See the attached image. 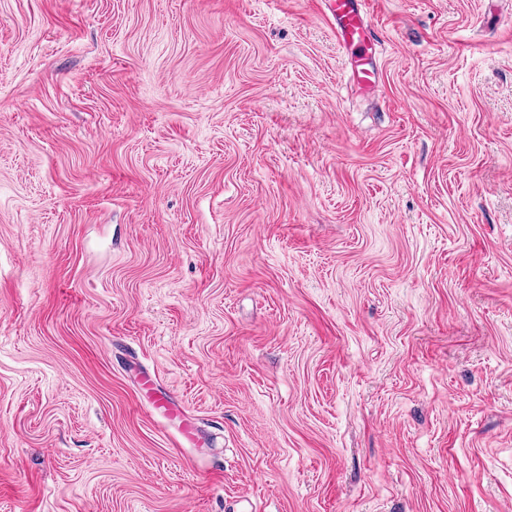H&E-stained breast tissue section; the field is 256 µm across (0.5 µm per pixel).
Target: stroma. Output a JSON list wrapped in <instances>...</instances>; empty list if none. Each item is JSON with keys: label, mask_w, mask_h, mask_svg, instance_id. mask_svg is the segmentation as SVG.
Segmentation results:
<instances>
[{"label": "stroma", "mask_w": 512, "mask_h": 512, "mask_svg": "<svg viewBox=\"0 0 512 512\" xmlns=\"http://www.w3.org/2000/svg\"><path fill=\"white\" fill-rule=\"evenodd\" d=\"M370 9L0 0V512H512V0ZM336 31L337 42L350 57L351 79L359 90H370L378 84L368 4L371 0H323Z\"/></svg>", "instance_id": "obj_1"}]
</instances>
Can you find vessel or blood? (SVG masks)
<instances>
[{"mask_svg":"<svg viewBox=\"0 0 512 512\" xmlns=\"http://www.w3.org/2000/svg\"><path fill=\"white\" fill-rule=\"evenodd\" d=\"M371 0H324L327 17L336 31L337 42L347 53L351 79L357 89L370 90L378 83L375 43L369 17Z\"/></svg>","mask_w":512,"mask_h":512,"instance_id":"obj_1","label":"vessel or blood"}]
</instances>
